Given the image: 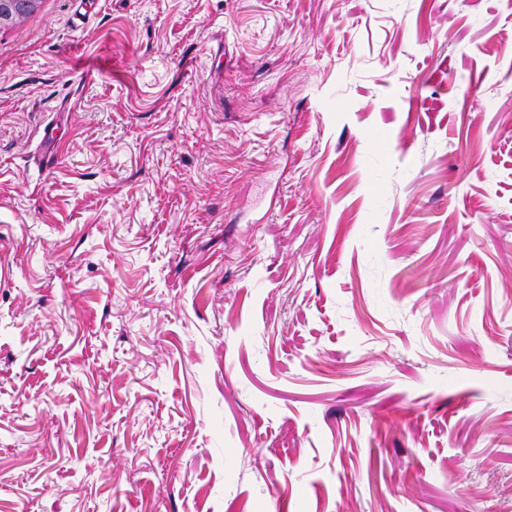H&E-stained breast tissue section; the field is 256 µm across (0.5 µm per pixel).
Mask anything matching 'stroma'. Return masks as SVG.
Here are the masks:
<instances>
[{
	"mask_svg": "<svg viewBox=\"0 0 512 512\" xmlns=\"http://www.w3.org/2000/svg\"><path fill=\"white\" fill-rule=\"evenodd\" d=\"M0 512H512V5L0 29Z\"/></svg>",
	"mask_w": 512,
	"mask_h": 512,
	"instance_id": "stroma-1",
	"label": "stroma"
}]
</instances>
